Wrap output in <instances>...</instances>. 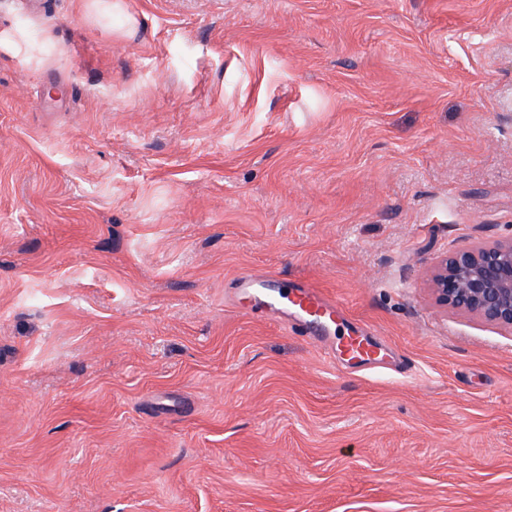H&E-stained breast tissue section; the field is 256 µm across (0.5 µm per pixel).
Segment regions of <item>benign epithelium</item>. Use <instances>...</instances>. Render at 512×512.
<instances>
[{
  "label": "benign epithelium",
  "instance_id": "benign-epithelium-1",
  "mask_svg": "<svg viewBox=\"0 0 512 512\" xmlns=\"http://www.w3.org/2000/svg\"><path fill=\"white\" fill-rule=\"evenodd\" d=\"M436 302L512 330V238L442 257L431 274Z\"/></svg>",
  "mask_w": 512,
  "mask_h": 512
}]
</instances>
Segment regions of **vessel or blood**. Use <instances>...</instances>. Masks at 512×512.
Listing matches in <instances>:
<instances>
[{
	"instance_id": "b4317fda",
	"label": "vessel or blood",
	"mask_w": 512,
	"mask_h": 512,
	"mask_svg": "<svg viewBox=\"0 0 512 512\" xmlns=\"http://www.w3.org/2000/svg\"><path fill=\"white\" fill-rule=\"evenodd\" d=\"M236 292L241 298L253 302L262 296L280 305L284 318L292 326L305 327L315 340L322 339L342 313L335 300L307 283L288 285L273 277L259 278L245 273L238 278ZM339 349L352 360L372 365L380 361V347L368 336L355 331L340 340Z\"/></svg>"
}]
</instances>
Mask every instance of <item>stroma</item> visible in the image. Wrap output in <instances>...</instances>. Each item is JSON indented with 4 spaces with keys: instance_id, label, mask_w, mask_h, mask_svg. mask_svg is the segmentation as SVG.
<instances>
[{
    "instance_id": "obj_1",
    "label": "stroma",
    "mask_w": 512,
    "mask_h": 512,
    "mask_svg": "<svg viewBox=\"0 0 512 512\" xmlns=\"http://www.w3.org/2000/svg\"><path fill=\"white\" fill-rule=\"evenodd\" d=\"M510 237L512 0H0V512H512ZM436 302L512 331V237L442 257L431 274ZM237 280L236 293L241 299L263 308L281 305L283 317L291 322L292 329L303 326L315 340L325 337L323 334L336 325V317L342 313L335 300L307 283L288 285L277 278H258L249 273H243ZM257 293L270 301L260 299ZM339 350L348 356L349 360H359L373 366L379 363L381 348L368 336L352 331L343 336L339 342Z\"/></svg>"
}]
</instances>
